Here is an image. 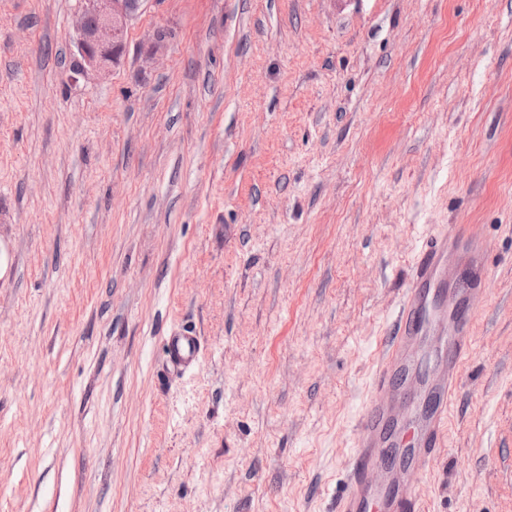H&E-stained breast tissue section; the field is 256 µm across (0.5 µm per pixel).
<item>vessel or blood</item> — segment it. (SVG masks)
I'll return each instance as SVG.
<instances>
[{
	"label": "vessel or blood",
	"mask_w": 512,
	"mask_h": 512,
	"mask_svg": "<svg viewBox=\"0 0 512 512\" xmlns=\"http://www.w3.org/2000/svg\"><path fill=\"white\" fill-rule=\"evenodd\" d=\"M448 240L430 236L420 250L413 271V286L408 289L399 316V329L383 346L382 359L373 386L375 395L369 401L356 438V452L349 490L339 499L337 512H417L418 505L409 495L401 474L386 471L381 485H373L367 475L379 468L380 458L389 442L386 428L410 391L409 385L393 383V376L403 374L410 356L409 345L421 332L420 309L423 289L442 277L446 271ZM471 321L467 313H459L448 325V337L441 347L442 361L433 382L424 390L430 403L407 432L411 454L431 456L440 444L439 433L456 397L455 377L466 363L472 340ZM172 364L190 363L197 351V339L188 334L171 336L166 344Z\"/></svg>",
	"instance_id": "obj_1"
}]
</instances>
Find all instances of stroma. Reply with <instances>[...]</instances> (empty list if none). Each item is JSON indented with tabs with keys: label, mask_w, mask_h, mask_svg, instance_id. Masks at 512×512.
<instances>
[{
	"label": "stroma",
	"mask_w": 512,
	"mask_h": 512,
	"mask_svg": "<svg viewBox=\"0 0 512 512\" xmlns=\"http://www.w3.org/2000/svg\"><path fill=\"white\" fill-rule=\"evenodd\" d=\"M78 6L0 0V512H336L449 232L485 292L408 488L512 512V0H151L103 78ZM169 361L173 365L190 363L197 351V339L189 334H176L170 336L166 344Z\"/></svg>",
	"instance_id": "obj_1"
}]
</instances>
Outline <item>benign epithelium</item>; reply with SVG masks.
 Listing matches in <instances>:
<instances>
[{"label": "benign epithelium", "mask_w": 512, "mask_h": 512, "mask_svg": "<svg viewBox=\"0 0 512 512\" xmlns=\"http://www.w3.org/2000/svg\"><path fill=\"white\" fill-rule=\"evenodd\" d=\"M151 0H80L75 27L79 56L75 72L105 76L124 51L123 35L128 23L143 12Z\"/></svg>", "instance_id": "obj_1"}]
</instances>
